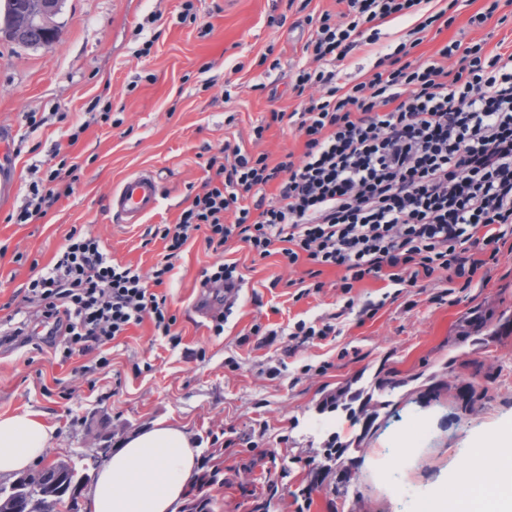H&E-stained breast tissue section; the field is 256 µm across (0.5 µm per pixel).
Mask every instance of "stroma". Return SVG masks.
<instances>
[{"label":"stroma","instance_id":"1","mask_svg":"<svg viewBox=\"0 0 512 512\" xmlns=\"http://www.w3.org/2000/svg\"><path fill=\"white\" fill-rule=\"evenodd\" d=\"M485 4L422 0L335 69L342 82L364 81L419 27L413 61L438 59L456 39L511 52L512 0H500L485 24L472 23ZM346 10V0H65L49 46L22 47L0 31V126L14 132L0 165L16 182L14 195L0 199V304L18 297L32 266L49 264L73 231L99 237L114 260L150 273L165 251L148 228L176 223L207 180L210 152L225 141L273 164L302 155V139L270 114L319 97L315 86L296 96L292 82L314 65L304 44L321 14L338 19ZM439 12L450 25L425 27ZM81 124L85 132L70 142ZM260 124L266 130L258 140ZM57 154L79 166L73 193L46 217L16 223L38 178L35 166ZM141 170L160 182L157 210L141 224L113 223V190ZM225 260L237 262L243 277L230 298L222 285L203 283L204 269ZM305 271L260 258L237 240L220 254L203 240L189 242L161 288L179 344L146 321L108 351L65 363L38 334L25 347H0V414L40 413L55 429L47 456L76 464L99 436L114 446L157 420L179 424L198 457L224 470L223 486L207 490L211 512H248L244 492L270 480L284 487L269 512H297L306 487L307 512H333L346 473L344 512H412L442 475L468 472L475 440L512 423V258L501 256L467 289L435 280L397 296L372 278L343 293L338 273L328 270L324 288L299 299L291 283ZM204 292L216 307H231L223 335L196 311ZM349 299L357 309L346 314ZM368 302L377 311L359 314ZM336 313L340 335H288L289 323L319 326ZM389 369L407 386L375 389L378 373ZM333 395L340 410L325 404ZM418 421L428 441L389 457ZM331 441L339 459L330 474L312 476L309 460Z\"/></svg>","mask_w":512,"mask_h":512}]
</instances>
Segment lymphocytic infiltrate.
Listing matches in <instances>:
<instances>
[{
	"label": "lymphocytic infiltrate",
	"instance_id": "f902f5d3",
	"mask_svg": "<svg viewBox=\"0 0 512 512\" xmlns=\"http://www.w3.org/2000/svg\"><path fill=\"white\" fill-rule=\"evenodd\" d=\"M422 0H347L342 22L323 13L304 45L317 68L299 70L293 88L318 86L299 110L273 113L304 140L301 157L277 164L225 144L210 156V176L176 224L156 228L165 261L144 276L112 260L100 239L71 233L52 262L28 279L23 299L40 309L48 338L62 337L61 361L112 344L151 320L174 334L177 318L162 286L197 231L207 248L237 239L259 257L306 264L300 296L319 292L325 269L340 286L373 277L404 289L445 278L471 286L503 253L512 254V53L453 40L434 62H405L347 90L320 66L346 57L360 38L377 41L380 22ZM73 168H48L18 223L44 217L73 187ZM276 184L274 202L254 189Z\"/></svg>",
	"mask_w": 512,
	"mask_h": 512
}]
</instances>
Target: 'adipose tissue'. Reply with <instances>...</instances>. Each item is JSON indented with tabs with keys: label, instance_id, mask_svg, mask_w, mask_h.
Wrapping results in <instances>:
<instances>
[{
	"label": "adipose tissue",
	"instance_id": "obj_1",
	"mask_svg": "<svg viewBox=\"0 0 512 512\" xmlns=\"http://www.w3.org/2000/svg\"><path fill=\"white\" fill-rule=\"evenodd\" d=\"M52 434L39 413L0 416V475L39 462ZM197 466L184 427L157 421L123 440L99 470L88 493V512H180ZM488 471L496 475L489 488L482 483ZM470 475L473 490L492 498L494 512H512V427L478 440ZM470 491L452 475L426 491L422 501L427 512H462Z\"/></svg>",
	"mask_w": 512,
	"mask_h": 512
}]
</instances>
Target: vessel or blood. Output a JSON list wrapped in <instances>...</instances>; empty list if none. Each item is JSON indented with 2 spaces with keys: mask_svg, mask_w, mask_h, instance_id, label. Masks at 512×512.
<instances>
[{
  "mask_svg": "<svg viewBox=\"0 0 512 512\" xmlns=\"http://www.w3.org/2000/svg\"><path fill=\"white\" fill-rule=\"evenodd\" d=\"M160 183L149 171L127 175L112 193V221L137 224L153 213L160 200Z\"/></svg>",
  "mask_w": 512,
  "mask_h": 512,
  "instance_id": "vessel-or-blood-1",
  "label": "vessel or blood"
}]
</instances>
